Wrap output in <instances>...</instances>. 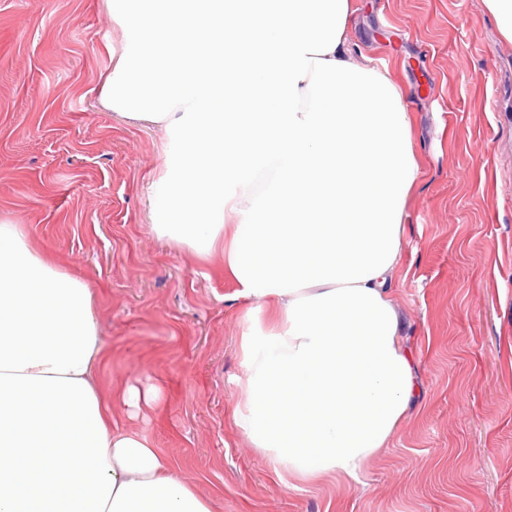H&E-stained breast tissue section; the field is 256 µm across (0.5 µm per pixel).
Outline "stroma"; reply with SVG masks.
<instances>
[{"label": "stroma", "instance_id": "1", "mask_svg": "<svg viewBox=\"0 0 512 512\" xmlns=\"http://www.w3.org/2000/svg\"><path fill=\"white\" fill-rule=\"evenodd\" d=\"M362 53L409 88L423 160L388 298L418 393L363 482L278 476L236 426L249 301L224 257L154 230L163 133L98 103L103 0H0V222L82 276L105 391L155 386L145 433L213 512H512V46L484 0H355Z\"/></svg>", "mask_w": 512, "mask_h": 512}]
</instances>
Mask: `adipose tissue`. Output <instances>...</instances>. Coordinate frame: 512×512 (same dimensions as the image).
<instances>
[{
    "instance_id": "adipose-tissue-1",
    "label": "adipose tissue",
    "mask_w": 512,
    "mask_h": 512,
    "mask_svg": "<svg viewBox=\"0 0 512 512\" xmlns=\"http://www.w3.org/2000/svg\"><path fill=\"white\" fill-rule=\"evenodd\" d=\"M101 107L159 125L158 233L253 304L233 418L275 468L361 482L416 393L388 298L421 176L409 93L349 37L353 0H105ZM88 284L0 224V512H212L112 421Z\"/></svg>"
}]
</instances>
